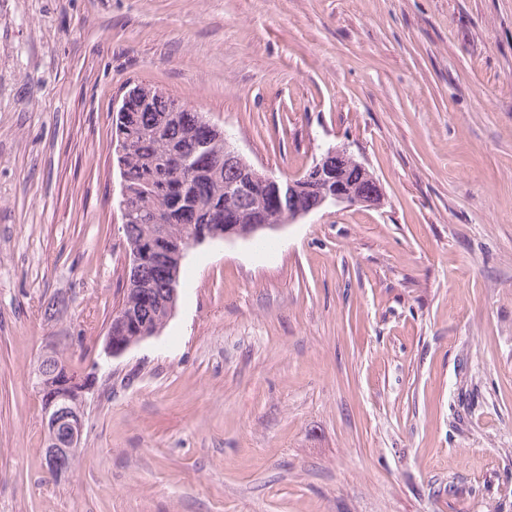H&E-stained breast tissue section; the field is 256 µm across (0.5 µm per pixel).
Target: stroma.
Listing matches in <instances>:
<instances>
[{
	"mask_svg": "<svg viewBox=\"0 0 512 512\" xmlns=\"http://www.w3.org/2000/svg\"><path fill=\"white\" fill-rule=\"evenodd\" d=\"M141 83L280 179L347 146L384 203L197 247L103 364ZM52 336L91 376L59 478ZM0 512H512V0H0Z\"/></svg>",
	"mask_w": 512,
	"mask_h": 512,
	"instance_id": "35a3bbf8",
	"label": "stroma"
}]
</instances>
